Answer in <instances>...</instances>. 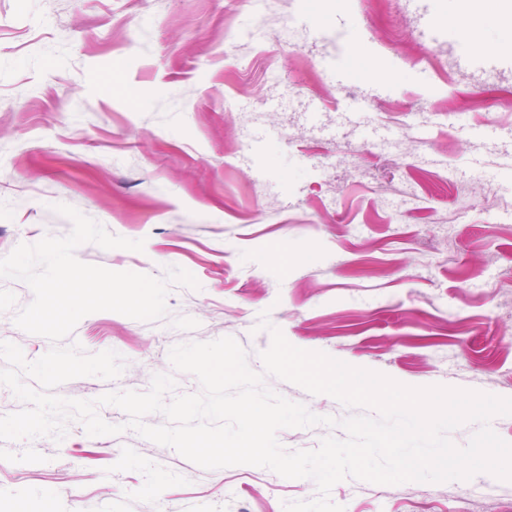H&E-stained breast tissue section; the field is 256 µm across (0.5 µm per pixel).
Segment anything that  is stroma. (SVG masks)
<instances>
[{"label": "stroma", "instance_id": "obj_1", "mask_svg": "<svg viewBox=\"0 0 512 512\" xmlns=\"http://www.w3.org/2000/svg\"><path fill=\"white\" fill-rule=\"evenodd\" d=\"M487 0H0V258L67 235L65 204L143 251L76 250L85 263L198 282L166 317H83L64 345L124 358L112 380L57 396L148 391L175 345L234 338L261 372L279 328L295 347L414 387L512 398V182L490 173L512 112V56L460 64L456 32ZM292 36H284L285 27ZM350 30L364 47H336ZM364 105L360 124L342 121ZM33 300L0 280V342L51 347L14 322ZM269 328H261V318ZM311 412L354 415L265 375ZM316 485L262 467L207 470L127 430L0 442V512H283ZM345 512H512V481L331 490Z\"/></svg>", "mask_w": 512, "mask_h": 512}]
</instances>
